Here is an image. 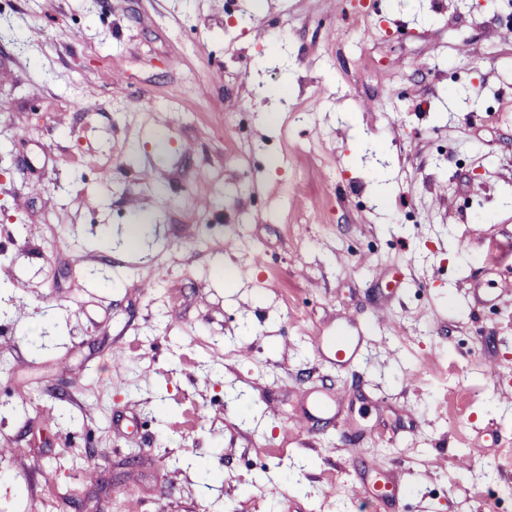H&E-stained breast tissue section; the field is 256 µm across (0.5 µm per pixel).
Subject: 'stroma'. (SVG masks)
<instances>
[{
	"mask_svg": "<svg viewBox=\"0 0 512 512\" xmlns=\"http://www.w3.org/2000/svg\"><path fill=\"white\" fill-rule=\"evenodd\" d=\"M359 2L0 0V512L512 498V0ZM326 342L332 350L331 363L336 365V369L344 370L350 368L360 356L365 342V336H328ZM399 494V489L388 481L375 480L359 484L353 488L354 496L372 498L382 503L393 502Z\"/></svg>",
	"mask_w": 512,
	"mask_h": 512,
	"instance_id": "1",
	"label": "stroma"
}]
</instances>
